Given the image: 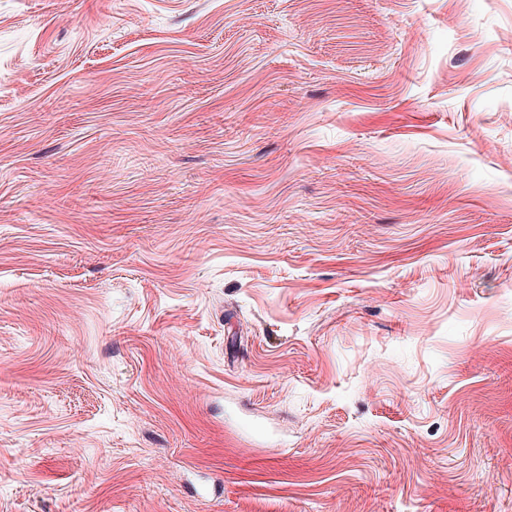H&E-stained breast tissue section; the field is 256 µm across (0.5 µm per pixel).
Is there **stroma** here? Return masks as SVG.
Returning a JSON list of instances; mask_svg holds the SVG:
<instances>
[{
  "label": "stroma",
  "mask_w": 512,
  "mask_h": 512,
  "mask_svg": "<svg viewBox=\"0 0 512 512\" xmlns=\"http://www.w3.org/2000/svg\"><path fill=\"white\" fill-rule=\"evenodd\" d=\"M0 512H512V0H0Z\"/></svg>",
  "instance_id": "stroma-1"
}]
</instances>
